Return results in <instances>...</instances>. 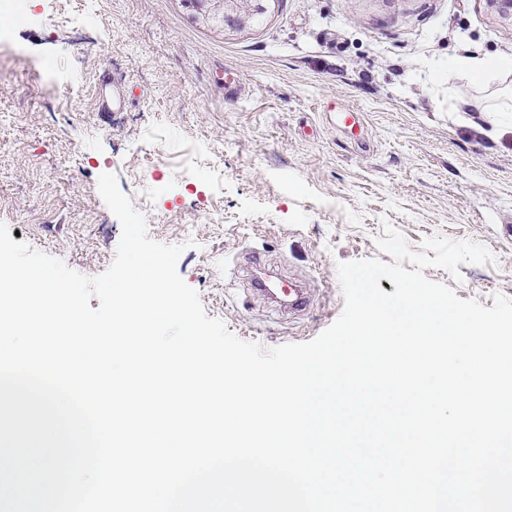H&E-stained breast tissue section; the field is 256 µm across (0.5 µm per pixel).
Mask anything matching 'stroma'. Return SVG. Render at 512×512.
Masks as SVG:
<instances>
[{
	"mask_svg": "<svg viewBox=\"0 0 512 512\" xmlns=\"http://www.w3.org/2000/svg\"><path fill=\"white\" fill-rule=\"evenodd\" d=\"M28 9L0 42V222L33 248L85 276L110 267L108 172L151 239L184 245L178 272L207 316L266 348L341 315L336 266L390 262L386 221L415 252L435 235L485 245L492 262L460 265L457 296L512 298V112L492 109L512 76H442L456 58H512L502 0H269L233 28L190 0ZM105 74L122 98L111 114ZM349 109L362 129L343 124ZM262 270L305 282L306 309L253 290Z\"/></svg>",
	"mask_w": 512,
	"mask_h": 512,
	"instance_id": "35a3bbf8",
	"label": "stroma"
}]
</instances>
